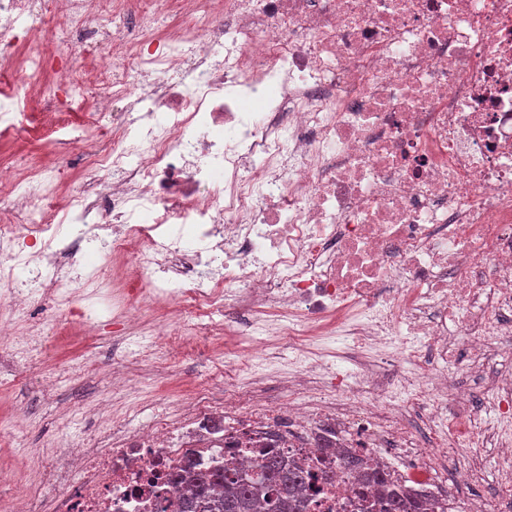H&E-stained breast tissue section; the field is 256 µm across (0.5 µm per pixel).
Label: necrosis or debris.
I'll list each match as a JSON object with an SVG mask.
<instances>
[{"label": "necrosis or debris", "mask_w": 512, "mask_h": 512, "mask_svg": "<svg viewBox=\"0 0 512 512\" xmlns=\"http://www.w3.org/2000/svg\"><path fill=\"white\" fill-rule=\"evenodd\" d=\"M35 34L17 55L19 31ZM73 53L61 54V45ZM0 135L40 98L89 113L112 146L59 126L60 150L109 179L57 203L45 165L0 172V382L37 365L35 300L86 332L121 326L129 364L191 351L241 324L232 362L269 401L212 382L172 408H115L83 442L58 414L32 479L0 469V512H174L176 474L252 476L271 449L335 473L311 512L364 507L338 446L430 490L435 456L494 449L507 502L457 463L469 512L512 506V0H0ZM56 75L54 90L34 76ZM111 126H103L104 116ZM78 233L62 236L66 220ZM129 269L66 283L83 242ZM176 308L165 325L142 305ZM349 357L326 366L319 346Z\"/></svg>", "instance_id": "necrosis-or-debris-1"}]
</instances>
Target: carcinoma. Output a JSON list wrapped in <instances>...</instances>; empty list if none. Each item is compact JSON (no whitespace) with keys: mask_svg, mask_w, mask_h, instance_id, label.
<instances>
[{"mask_svg":"<svg viewBox=\"0 0 512 512\" xmlns=\"http://www.w3.org/2000/svg\"><path fill=\"white\" fill-rule=\"evenodd\" d=\"M259 470L255 481L230 478L222 469L189 474L182 479L186 491L178 497L176 512H258L259 487L263 485L272 488L270 512H306V491H315L314 476L289 466L278 455L263 459ZM370 484L383 492L387 512H425L421 499L391 488L387 476L379 471L361 479L353 491L358 494Z\"/></svg>","mask_w":512,"mask_h":512,"instance_id":"obj_1","label":"carcinoma"}]
</instances>
